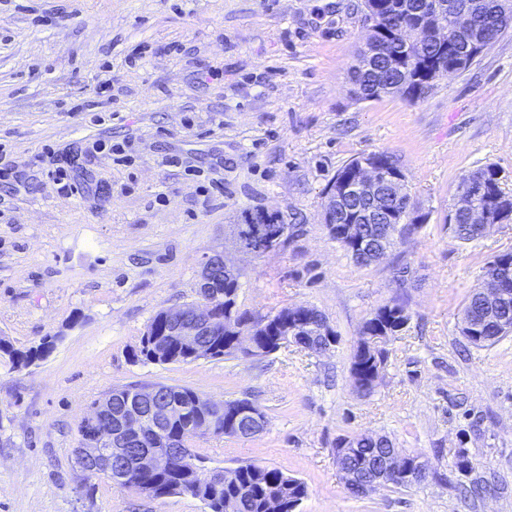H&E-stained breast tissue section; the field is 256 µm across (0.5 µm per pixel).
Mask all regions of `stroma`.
Listing matches in <instances>:
<instances>
[{
    "instance_id": "1",
    "label": "stroma",
    "mask_w": 512,
    "mask_h": 512,
    "mask_svg": "<svg viewBox=\"0 0 512 512\" xmlns=\"http://www.w3.org/2000/svg\"><path fill=\"white\" fill-rule=\"evenodd\" d=\"M363 0H0V338L45 359L0 357V512H208L87 479L78 426L112 389L185 386L246 399L267 425L211 435L206 468L251 461L300 478L298 512H512V334L476 348L465 303L512 223L472 243L445 224L470 171L492 165L512 190V30L425 98L359 100L347 69L361 48ZM142 58L130 59L132 49ZM220 70L224 80L198 75ZM121 144L115 164L93 142ZM392 155L426 220L379 262L356 266L323 222L337 170ZM74 165L82 188L50 172ZM264 209L288 234L252 257L233 227ZM244 270L240 310H320L339 336L191 363L133 362L152 316L197 301L207 259ZM410 322L388 344L375 390L350 374L362 324L398 294ZM384 435L429 461L425 480L347 491L341 439ZM472 463L455 466L457 451ZM53 342H42L38 347L30 348L26 351L15 349L13 345L6 339L0 338V350L9 357L17 365L28 366L35 360L41 359L47 355L52 349ZM1 352V353H3Z\"/></svg>"
}]
</instances>
